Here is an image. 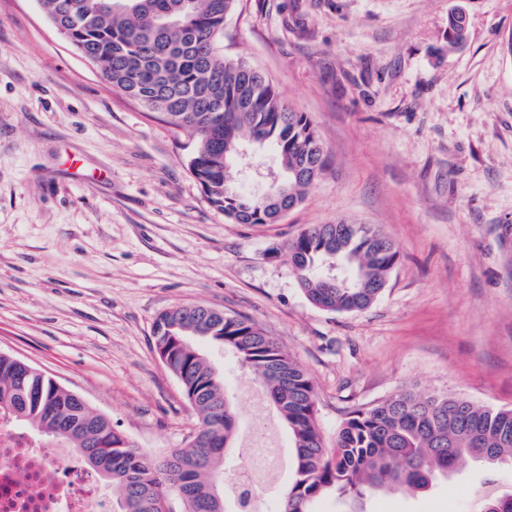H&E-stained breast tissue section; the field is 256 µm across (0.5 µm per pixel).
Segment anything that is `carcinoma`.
I'll return each instance as SVG.
<instances>
[{
	"mask_svg": "<svg viewBox=\"0 0 512 512\" xmlns=\"http://www.w3.org/2000/svg\"><path fill=\"white\" fill-rule=\"evenodd\" d=\"M237 0H39L58 33L106 82L191 139L189 169L211 206L239 224H270L260 195L235 186L234 162L246 144L272 146L278 184L301 202L326 168L324 144L304 112L284 103L266 75L218 50L224 19ZM462 14L448 16V48L467 42ZM294 273L308 300L352 313L372 304L395 265L396 243L369 224H312L288 242ZM156 354L170 363L199 418L187 447L149 459L110 419L80 404L51 377L0 354V415L18 428L55 439L112 482V512H168L167 493L190 488L184 512H214V496L236 494L224 474V449L237 415L224 382L192 342L199 337L231 352L264 384L291 434L293 478L281 512H315L323 497L362 499L376 492H425L468 460L488 472L512 466V409L465 398L402 390L350 411L335 446L316 420L314 385L302 368L254 323L216 318L193 304L160 313ZM485 478L477 512H512V496Z\"/></svg>",
	"mask_w": 512,
	"mask_h": 512,
	"instance_id": "1",
	"label": "carcinoma"
}]
</instances>
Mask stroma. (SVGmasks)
<instances>
[{"mask_svg":"<svg viewBox=\"0 0 512 512\" xmlns=\"http://www.w3.org/2000/svg\"><path fill=\"white\" fill-rule=\"evenodd\" d=\"M469 19L449 49L448 16ZM512 0H239L225 57L263 71L308 113L327 166L277 223L238 224L189 171L161 114L113 88L38 0H0V353L109 417L148 458L185 447L196 418L158 358V313L202 303L245 317L310 376L333 447L346 415L402 389L512 408ZM278 159L246 148L240 186ZM371 224L399 257L366 309L300 287L288 243L307 224ZM201 349L233 395L291 440L265 388L223 347ZM485 473L462 465L416 493L321 512H472Z\"/></svg>","mask_w":512,"mask_h":512,"instance_id":"stroma-1","label":"stroma"}]
</instances>
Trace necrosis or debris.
Here are the masks:
<instances>
[{
    "label": "necrosis or debris",
    "mask_w": 512,
    "mask_h": 512,
    "mask_svg": "<svg viewBox=\"0 0 512 512\" xmlns=\"http://www.w3.org/2000/svg\"><path fill=\"white\" fill-rule=\"evenodd\" d=\"M275 445L269 426L256 419L242 475L254 482L270 476ZM0 512H112V504L76 456L45 447L0 418Z\"/></svg>",
    "instance_id": "necrosis-or-debris-1"
}]
</instances>
